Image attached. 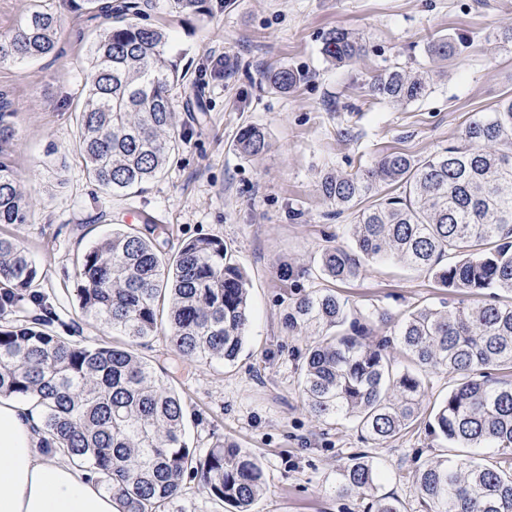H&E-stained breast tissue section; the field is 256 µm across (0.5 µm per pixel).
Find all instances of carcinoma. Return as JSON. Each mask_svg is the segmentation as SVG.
Returning a JSON list of instances; mask_svg holds the SVG:
<instances>
[{
  "instance_id": "obj_1",
  "label": "carcinoma",
  "mask_w": 512,
  "mask_h": 512,
  "mask_svg": "<svg viewBox=\"0 0 512 512\" xmlns=\"http://www.w3.org/2000/svg\"><path fill=\"white\" fill-rule=\"evenodd\" d=\"M107 25L86 53L83 102L75 113L76 152L90 180L119 196L162 174L182 146L172 112L171 87L182 79L166 56L164 30L141 23L148 4L117 6L90 0ZM57 17L32 9L11 35L0 36V62L42 59L56 52ZM441 36L425 53L446 60L458 43ZM323 54L350 64L364 51L343 28L324 39ZM299 81L280 68L274 88ZM428 72L394 66L371 92L395 103L423 99ZM18 129L8 102H0V225L27 224L30 207L7 161ZM236 147L255 156L268 147L266 132L241 128ZM336 214L355 212L353 244L322 250L320 270L334 281L360 277L375 261L394 257L431 275L458 294H486L476 306L461 302L423 307L398 320L394 341L409 365L387 352L391 340H367L365 327L347 322L346 303L316 289L288 306L283 325L309 341L300 369L304 404L321 420L348 421L365 440L386 442L419 420L431 373L454 378L435 404L425 429L439 444L494 448L492 466L464 459L425 463L412 484L426 512H512V381L488 373L512 371V96L475 113L455 144L415 160L399 152L353 175L326 173L321 181ZM375 198L365 205L369 198ZM147 232L117 229L78 255L73 292L84 319L109 327L115 341L60 336L48 319L13 318L38 269L15 237L0 235V397L31 399L42 411L44 443L85 466L122 512H166L187 476L216 505L235 512L265 490L256 457L232 442L197 455L184 440L183 404L138 347L157 335L183 359L234 361L250 323L246 274L228 258L223 241L198 236L166 252ZM350 328H345V324ZM381 474L364 454L337 471L336 488L371 497L374 512H400L375 495Z\"/></svg>"
}]
</instances>
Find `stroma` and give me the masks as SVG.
<instances>
[{"instance_id": "1", "label": "stroma", "mask_w": 512, "mask_h": 512, "mask_svg": "<svg viewBox=\"0 0 512 512\" xmlns=\"http://www.w3.org/2000/svg\"><path fill=\"white\" fill-rule=\"evenodd\" d=\"M148 3L147 23L168 32L167 55L185 75L172 90L184 143L165 173L115 197L89 180L74 149L73 114L95 26L87 0H0V35L38 5L60 23L55 55L0 63V94L18 128L11 159L31 211L30 223L0 233L17 237L34 261V290L53 312L50 330L111 340L110 329L85 321L72 288L77 254L115 225L140 230L152 219L171 251L197 236L221 239L249 280L251 322L238 358L190 364L161 336L141 350L182 399L188 446L202 455L229 440L258 459L266 490L253 512H367L368 499L335 490L337 470L358 454L379 468V496L401 512H424L412 475L453 448L420 424L377 445L350 423L314 418L298 385L305 341L282 322L293 299L327 286L354 314L369 316L376 339L391 331L379 314L397 319L457 301L428 274L394 262L328 284L319 256L326 246L351 244L355 214L333 216L320 183L326 172L352 174L390 152L425 158L456 142L473 113L512 94V42L499 39L512 28V0H205L199 14L176 13L170 0ZM337 27L364 41L354 63L322 53ZM448 34L470 37V47L444 62L428 58L427 42ZM218 54L223 75L202 76ZM396 65L431 71L427 97L400 104L372 96L373 78ZM279 67L301 78L285 93L269 81ZM250 124L263 128L269 147L245 157L236 138ZM294 260L308 271L293 286L280 268ZM41 307L26 305V316Z\"/></svg>"}]
</instances>
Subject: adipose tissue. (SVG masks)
<instances>
[{"label": "adipose tissue", "instance_id": "adipose-tissue-1", "mask_svg": "<svg viewBox=\"0 0 512 512\" xmlns=\"http://www.w3.org/2000/svg\"><path fill=\"white\" fill-rule=\"evenodd\" d=\"M34 401L0 398V512H120L89 472L42 443Z\"/></svg>", "mask_w": 512, "mask_h": 512}]
</instances>
